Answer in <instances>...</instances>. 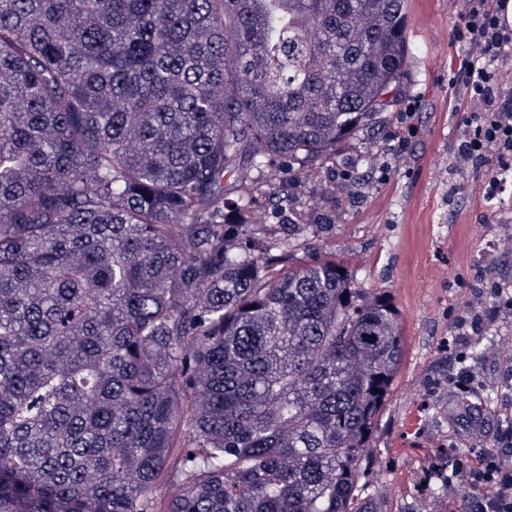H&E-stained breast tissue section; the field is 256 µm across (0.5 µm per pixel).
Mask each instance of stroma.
Listing matches in <instances>:
<instances>
[{"mask_svg": "<svg viewBox=\"0 0 512 512\" xmlns=\"http://www.w3.org/2000/svg\"><path fill=\"white\" fill-rule=\"evenodd\" d=\"M460 12L461 0H408L413 57L389 112L398 120L418 102L419 132L408 149L361 134L338 148L334 169L297 188L300 209L310 213L320 207L322 181L336 183V223L300 257L334 252L355 287L390 296L399 311L405 353L362 455L356 512H462L461 500L442 489L449 459L484 447L487 430L512 417V314L463 339L456 328L463 306L485 310L477 251L512 233V191L483 199L485 170H462L457 155L462 115L449 79L460 53L453 38ZM490 339L501 355L484 353ZM462 350L474 377L467 393L447 381Z\"/></svg>", "mask_w": 512, "mask_h": 512, "instance_id": "1", "label": "stroma"}]
</instances>
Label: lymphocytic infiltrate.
Here are the masks:
<instances>
[{
	"label": "lymphocytic infiltrate",
	"mask_w": 512,
	"mask_h": 512,
	"mask_svg": "<svg viewBox=\"0 0 512 512\" xmlns=\"http://www.w3.org/2000/svg\"><path fill=\"white\" fill-rule=\"evenodd\" d=\"M462 2L454 28L465 113L458 155L468 166L491 169L484 193L493 200L512 174V100L500 92L504 66L512 60V26L505 20L507 0ZM469 455L468 464L448 465L449 497L462 499L464 512H512V423L499 428L491 446L470 449Z\"/></svg>",
	"instance_id": "f902f5d3"
}]
</instances>
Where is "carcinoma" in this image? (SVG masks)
Masks as SVG:
<instances>
[{"instance_id":"carcinoma-1","label":"carcinoma","mask_w":512,"mask_h":512,"mask_svg":"<svg viewBox=\"0 0 512 512\" xmlns=\"http://www.w3.org/2000/svg\"><path fill=\"white\" fill-rule=\"evenodd\" d=\"M404 2L0 0V512H353L398 312L279 165L384 130Z\"/></svg>"}]
</instances>
